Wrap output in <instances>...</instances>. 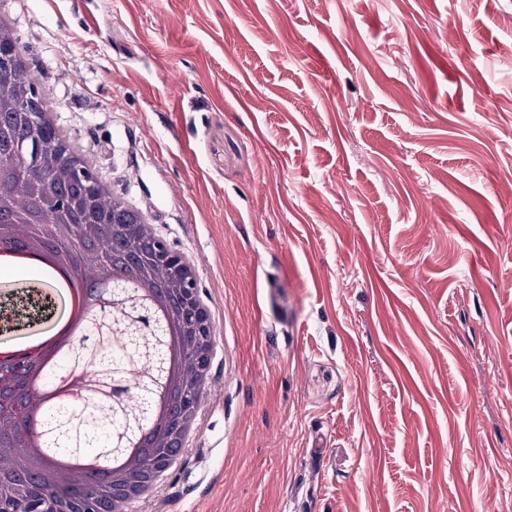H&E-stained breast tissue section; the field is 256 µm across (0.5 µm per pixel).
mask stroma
<instances>
[{"label":"stroma","instance_id":"35a3bbf8","mask_svg":"<svg viewBox=\"0 0 512 512\" xmlns=\"http://www.w3.org/2000/svg\"><path fill=\"white\" fill-rule=\"evenodd\" d=\"M1 9L213 305L132 512H512V0Z\"/></svg>","mask_w":512,"mask_h":512}]
</instances>
